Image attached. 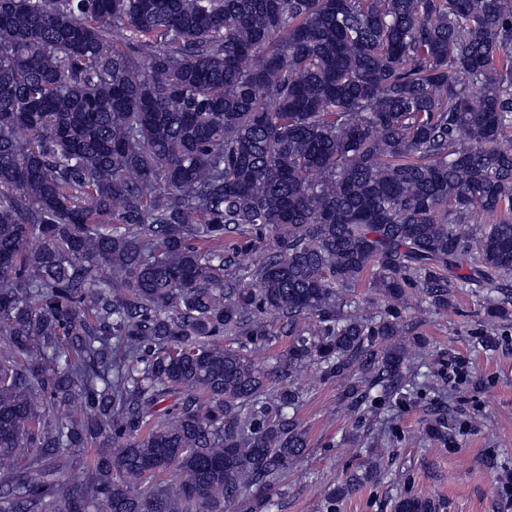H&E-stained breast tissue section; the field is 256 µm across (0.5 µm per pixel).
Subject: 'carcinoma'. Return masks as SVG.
I'll return each mask as SVG.
<instances>
[{"instance_id":"obj_1","label":"carcinoma","mask_w":512,"mask_h":512,"mask_svg":"<svg viewBox=\"0 0 512 512\" xmlns=\"http://www.w3.org/2000/svg\"><path fill=\"white\" fill-rule=\"evenodd\" d=\"M507 139L512 0H0V512L269 508L304 364L421 376L348 289L508 314Z\"/></svg>"}]
</instances>
